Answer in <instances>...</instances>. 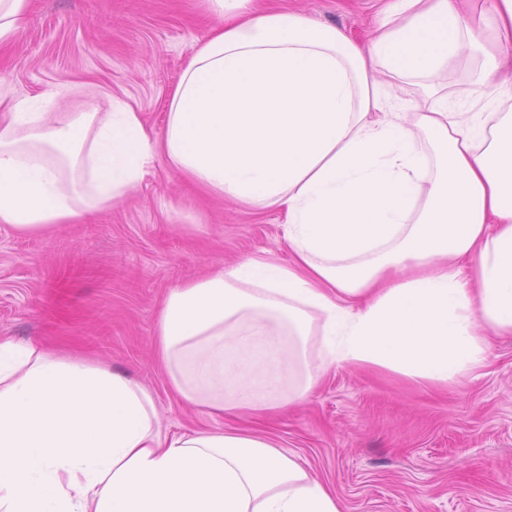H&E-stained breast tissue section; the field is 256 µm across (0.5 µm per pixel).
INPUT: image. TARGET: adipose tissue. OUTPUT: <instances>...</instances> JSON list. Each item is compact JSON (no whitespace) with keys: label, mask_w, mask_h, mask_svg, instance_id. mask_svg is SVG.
I'll return each mask as SVG.
<instances>
[{"label":"adipose tissue","mask_w":512,"mask_h":512,"mask_svg":"<svg viewBox=\"0 0 512 512\" xmlns=\"http://www.w3.org/2000/svg\"><path fill=\"white\" fill-rule=\"evenodd\" d=\"M163 135L126 99L0 113V224L24 234L122 200L158 161L277 212L260 251L167 294L156 349L212 415L274 414L336 368L446 386L512 335V0H377L374 36L276 0H204ZM456 71L457 90L446 78ZM419 88L403 96L405 85ZM0 512H341L290 449L237 429L165 436L149 389L0 336Z\"/></svg>","instance_id":"adipose-tissue-1"}]
</instances>
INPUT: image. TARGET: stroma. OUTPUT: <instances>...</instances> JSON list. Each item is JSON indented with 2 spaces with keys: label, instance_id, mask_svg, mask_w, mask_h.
<instances>
[{
  "label": "stroma",
  "instance_id": "1",
  "mask_svg": "<svg viewBox=\"0 0 512 512\" xmlns=\"http://www.w3.org/2000/svg\"><path fill=\"white\" fill-rule=\"evenodd\" d=\"M365 42L373 0H287ZM213 23L203 0H33L0 46V112L63 90L59 112L128 99L163 133L168 97ZM266 249L278 216L200 193L158 163L123 202L22 235L0 224V334L127 374L153 394L160 430L241 428L293 449L341 512H512V335L442 390L378 369L330 371L275 417H212L170 388L155 325L170 288Z\"/></svg>",
  "mask_w": 512,
  "mask_h": 512
}]
</instances>
